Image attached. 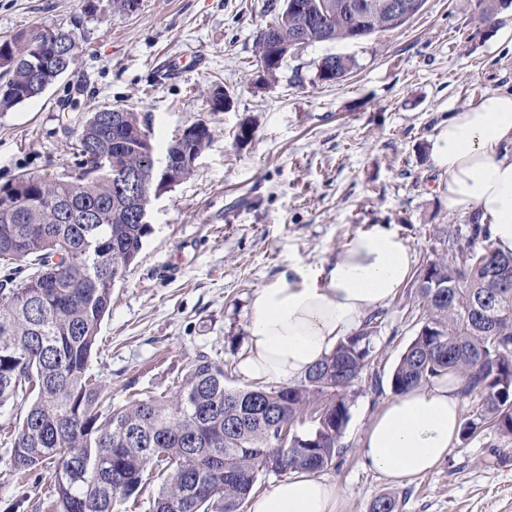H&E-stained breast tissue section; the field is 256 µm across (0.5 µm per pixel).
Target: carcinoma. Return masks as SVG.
Returning a JSON list of instances; mask_svg holds the SVG:
<instances>
[{
	"mask_svg": "<svg viewBox=\"0 0 512 512\" xmlns=\"http://www.w3.org/2000/svg\"><path fill=\"white\" fill-rule=\"evenodd\" d=\"M345 0H303L324 13L298 30L290 0L271 20L268 38L288 49L350 39ZM407 20L381 12L362 18L366 36ZM37 26L0 40V112L41 95L61 78L52 59L57 34L75 57L77 30ZM336 79L356 67L334 55ZM80 128L72 170L54 179L22 174L0 184V410L15 472L51 469L47 512H120L162 479L148 512H237L262 471L319 472L335 465L349 420L351 393L374 363L375 313L297 381L273 388L226 387L224 365L199 353L166 394L107 404L106 385L89 373L102 345L100 325L112 287L137 259L151 225L103 170L98 156L139 173L150 185L163 159L199 156L211 140L199 120L190 140L173 139L157 157L138 113L116 106L69 118ZM417 269L419 330L394 367L393 393L448 375L477 405L460 439L486 428L512 437V255L500 253L489 225L469 224L465 243L440 239Z\"/></svg>",
	"mask_w": 512,
	"mask_h": 512,
	"instance_id": "carcinoma-1",
	"label": "carcinoma"
}]
</instances>
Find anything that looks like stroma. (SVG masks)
Listing matches in <instances>:
<instances>
[{
	"mask_svg": "<svg viewBox=\"0 0 512 512\" xmlns=\"http://www.w3.org/2000/svg\"><path fill=\"white\" fill-rule=\"evenodd\" d=\"M85 5L0 0V40L84 18L71 72L0 112V184L71 165L78 135L60 123L68 105L83 114L132 107L160 152L182 127L203 120L212 129L193 175L154 203L151 232L112 289L90 371L113 404L163 392L201 351L223 362L227 387L247 385L238 363L250 300L286 267L328 264L374 224L396 227L420 259L467 224L448 211L429 140L452 112L512 91V6L484 22L478 0H426L402 28L308 46L261 83L256 39L283 0H140L136 12L101 21L84 17ZM329 53L357 62L337 84L316 79ZM216 82L233 99L224 112L210 106ZM244 123L253 137L240 142ZM417 288L409 279L384 306L374 337L380 386L358 382L342 462L320 476L336 483L342 512H369L387 493L398 512H512V437L455 442L436 471L404 487L363 463L361 434L393 399L388 379L418 329ZM49 483L45 471L19 478L0 443V512H33Z\"/></svg>",
	"mask_w": 512,
	"mask_h": 512,
	"instance_id": "obj_1",
	"label": "stroma"
}]
</instances>
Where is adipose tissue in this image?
<instances>
[{"instance_id": "1", "label": "adipose tissue", "mask_w": 512, "mask_h": 512, "mask_svg": "<svg viewBox=\"0 0 512 512\" xmlns=\"http://www.w3.org/2000/svg\"><path fill=\"white\" fill-rule=\"evenodd\" d=\"M430 157L446 177L449 212L488 225L496 249L512 253V93L490 92L452 113L431 138ZM415 262L401 234L375 224L330 264L292 265L253 295L242 375L279 384L303 378L396 296ZM458 386L446 377L391 400L360 437L365 462L399 485L433 472L460 432ZM341 509L333 482L296 471L251 498L248 512Z\"/></svg>"}]
</instances>
